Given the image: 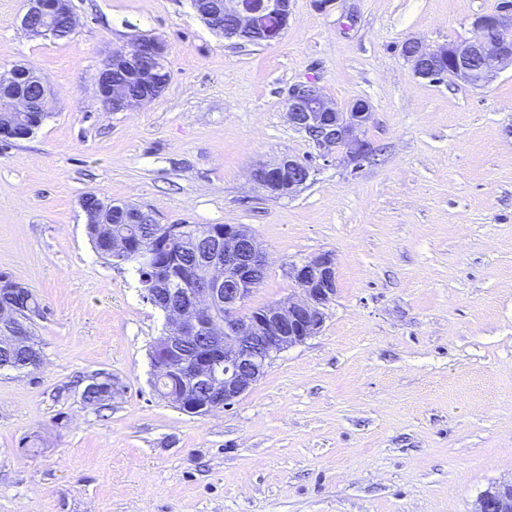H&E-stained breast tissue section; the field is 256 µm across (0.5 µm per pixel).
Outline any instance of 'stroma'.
<instances>
[{
  "instance_id": "1",
  "label": "stroma",
  "mask_w": 512,
  "mask_h": 512,
  "mask_svg": "<svg viewBox=\"0 0 512 512\" xmlns=\"http://www.w3.org/2000/svg\"><path fill=\"white\" fill-rule=\"evenodd\" d=\"M501 3L289 0L283 37L253 46L191 0H72L63 40L0 0V75L26 64L52 93L32 136L0 140V274L44 308L40 367L0 370V512H472L512 479V67L476 89L401 54L473 37ZM147 36L167 46V90L105 111L99 68ZM306 80L371 104V155L345 163L289 124ZM286 156L311 177L269 197L251 173ZM89 193L161 224L247 225L267 257L247 312L293 293L289 265L332 253L322 331L232 408L165 403L149 349L166 317L93 248ZM99 371L104 410L82 397Z\"/></svg>"
}]
</instances>
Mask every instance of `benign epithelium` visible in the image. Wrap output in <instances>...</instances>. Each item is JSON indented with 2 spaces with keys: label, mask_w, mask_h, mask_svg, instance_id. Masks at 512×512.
I'll return each mask as SVG.
<instances>
[{
  "label": "benign epithelium",
  "mask_w": 512,
  "mask_h": 512,
  "mask_svg": "<svg viewBox=\"0 0 512 512\" xmlns=\"http://www.w3.org/2000/svg\"><path fill=\"white\" fill-rule=\"evenodd\" d=\"M285 3L286 0H224V12L201 10L199 15L210 29L217 31L224 28V13L235 17L240 30L252 29L271 17L276 21L269 35L272 42L287 28ZM69 14L70 0H29L23 22L27 24L34 17L45 19L40 35L55 39L58 32L52 20ZM473 28L475 37L437 48L407 40L404 57L423 79L440 71L469 85L485 87L502 69L512 66V43L501 38L502 32L512 30V7L477 17ZM166 53L165 43L152 40L136 42L130 52L109 55L95 80L105 109L127 112L150 101L148 96L131 99L112 87L109 75L114 64L124 63L132 78L145 81L163 62ZM48 98L47 92L36 101L15 98L13 107L18 112L42 114L46 112ZM371 114L370 104L361 99L345 109L338 108L314 81L296 84L288 93V121L326 154L337 144H343L344 159L349 163L371 153L370 143L359 135ZM36 126L35 121L1 122L0 139H25ZM310 175L308 164L291 157L252 173L253 180L271 197L296 192ZM210 238V245L199 252V260L210 269L211 277L204 287L196 289L191 301L181 308H172L159 301L154 292L147 294V300L163 310L169 321L168 331L160 337V348L166 357L158 372H174L190 388L198 384L210 386L212 401L205 409L212 412L232 407L263 378L278 354L321 332L326 306L336 295V272L329 253L294 264L288 267V276L295 282L297 293L273 306L244 313L242 307L256 286L251 275L265 262L262 245L243 224H226L224 229L211 233ZM218 324L224 325V339L216 343L221 352L194 363L175 360L184 341L204 336ZM473 512H512V480L488 486L477 499Z\"/></svg>",
  "instance_id": "7a95c632"
}]
</instances>
